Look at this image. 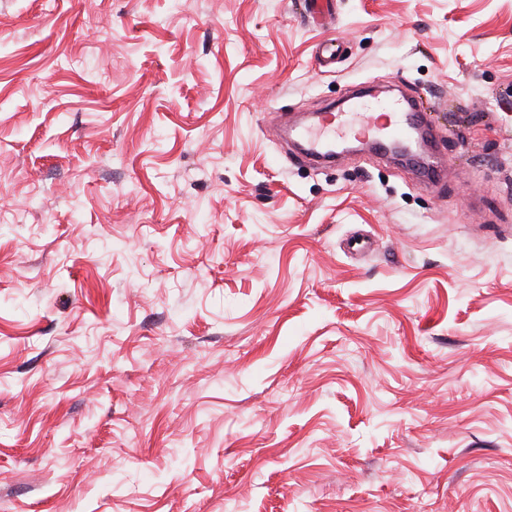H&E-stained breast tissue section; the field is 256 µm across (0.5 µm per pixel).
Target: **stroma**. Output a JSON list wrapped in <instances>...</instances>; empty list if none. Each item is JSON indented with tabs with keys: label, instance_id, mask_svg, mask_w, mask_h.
Listing matches in <instances>:
<instances>
[{
	"label": "stroma",
	"instance_id": "1",
	"mask_svg": "<svg viewBox=\"0 0 512 512\" xmlns=\"http://www.w3.org/2000/svg\"><path fill=\"white\" fill-rule=\"evenodd\" d=\"M336 2L0 0V512H512V0ZM365 82L443 188L287 160ZM333 0H304L305 11L308 18L317 20L320 27L330 28L335 25L332 19L331 6Z\"/></svg>",
	"mask_w": 512,
	"mask_h": 512
}]
</instances>
